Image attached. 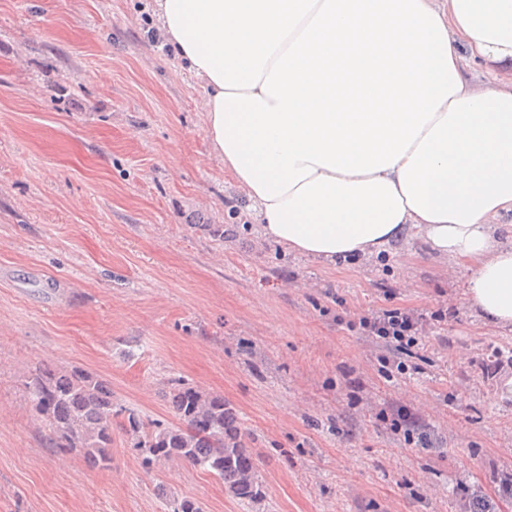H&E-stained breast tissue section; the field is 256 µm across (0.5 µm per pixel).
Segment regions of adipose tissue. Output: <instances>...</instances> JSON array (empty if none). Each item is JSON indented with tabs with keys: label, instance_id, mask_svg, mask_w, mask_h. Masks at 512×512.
Masks as SVG:
<instances>
[{
	"label": "adipose tissue",
	"instance_id": "adipose-tissue-1",
	"mask_svg": "<svg viewBox=\"0 0 512 512\" xmlns=\"http://www.w3.org/2000/svg\"><path fill=\"white\" fill-rule=\"evenodd\" d=\"M267 238L332 263L418 236L512 326V0H158ZM482 60L495 73L467 74Z\"/></svg>",
	"mask_w": 512,
	"mask_h": 512
}]
</instances>
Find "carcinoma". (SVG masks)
Returning a JSON list of instances; mask_svg holds the SVG:
<instances>
[{
	"instance_id": "1",
	"label": "carcinoma",
	"mask_w": 512,
	"mask_h": 512,
	"mask_svg": "<svg viewBox=\"0 0 512 512\" xmlns=\"http://www.w3.org/2000/svg\"><path fill=\"white\" fill-rule=\"evenodd\" d=\"M33 412L53 447L74 454L92 469L112 466V426L118 419L131 437L139 464L151 469L178 460L214 477L242 503L261 498L256 459L235 410L219 394L181 379L171 380L168 403L175 422L146 421L112 399L111 384L80 368H39L25 383ZM169 512H204L190 497L169 500Z\"/></svg>"
}]
</instances>
